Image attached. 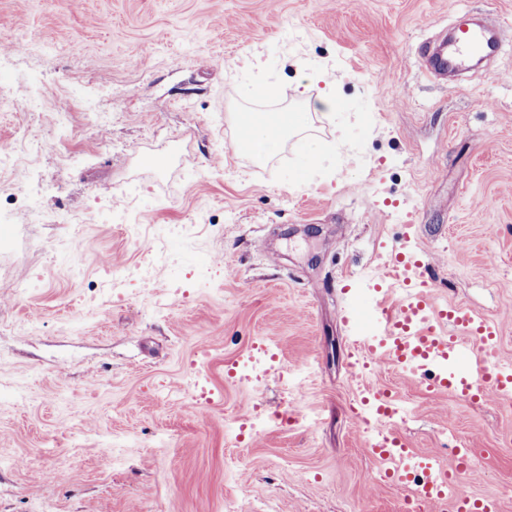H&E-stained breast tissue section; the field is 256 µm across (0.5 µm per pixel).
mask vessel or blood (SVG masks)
Segmentation results:
<instances>
[{"instance_id":"1","label":"vessel or blood","mask_w":512,"mask_h":512,"mask_svg":"<svg viewBox=\"0 0 512 512\" xmlns=\"http://www.w3.org/2000/svg\"><path fill=\"white\" fill-rule=\"evenodd\" d=\"M501 40L480 27H461L451 38L426 41L419 51L422 67L435 78L464 74L472 59L493 57ZM426 256L406 246L388 255L389 285L396 293L394 309L377 305V332L357 342L373 358L407 372H422V385L432 395L451 394L467 403L487 391L512 396V366L494 360L501 335L498 322L461 305H439L427 289ZM370 457L391 461V483L407 489L411 498L434 505L452 500L454 512H499L494 499H474L455 493V483L470 469L467 455L454 449L456 466L447 471L432 461L423 463L426 477L410 478V456L402 437L387 430L370 439Z\"/></svg>"}]
</instances>
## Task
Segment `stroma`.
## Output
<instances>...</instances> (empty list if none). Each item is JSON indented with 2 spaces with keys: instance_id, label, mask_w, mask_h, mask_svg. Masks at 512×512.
<instances>
[{
  "instance_id": "1",
  "label": "stroma",
  "mask_w": 512,
  "mask_h": 512,
  "mask_svg": "<svg viewBox=\"0 0 512 512\" xmlns=\"http://www.w3.org/2000/svg\"><path fill=\"white\" fill-rule=\"evenodd\" d=\"M480 17L498 59L428 79L417 46ZM299 60L334 83L323 161L301 135L255 160L233 116L313 111ZM2 154L0 512H412L352 416L370 389L512 512V400L429 395L355 343L411 224L435 301L499 322L512 364V0H0Z\"/></svg>"
}]
</instances>
